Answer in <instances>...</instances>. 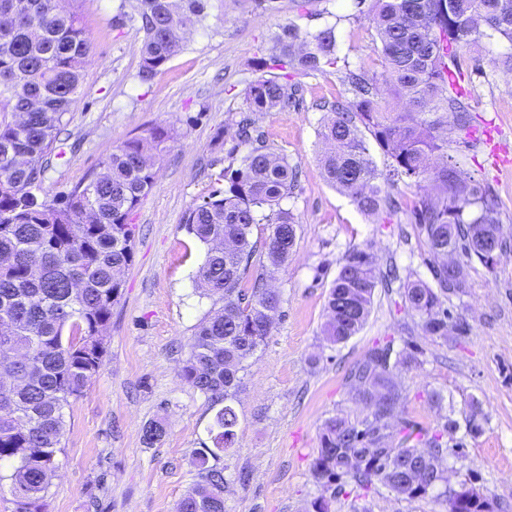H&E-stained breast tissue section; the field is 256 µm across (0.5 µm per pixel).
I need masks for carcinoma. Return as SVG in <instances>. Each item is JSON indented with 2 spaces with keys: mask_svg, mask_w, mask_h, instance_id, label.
<instances>
[{
  "mask_svg": "<svg viewBox=\"0 0 512 512\" xmlns=\"http://www.w3.org/2000/svg\"><path fill=\"white\" fill-rule=\"evenodd\" d=\"M372 13L379 40L381 77L344 64L353 100L324 107L319 130L329 150L320 159L324 178L364 215L397 213L402 199L385 190L396 177L429 176L436 194L414 202L412 214L429 252L433 283L404 289L406 304L431 336L448 333L446 301L466 285L474 260L492 269L479 235L497 237L499 254L512 248L500 227L491 187L459 180L448 157L444 119L453 116L457 142L470 144L473 127L462 51L492 32L512 44V0H358ZM206 0H138L140 77L152 79L183 49V30L204 19ZM278 54L257 67L279 75L246 89L248 114L237 122L247 148L240 166L216 175L213 189L185 213L187 232L207 247L198 286L222 308L196 326L181 379L219 406L209 434L213 447L196 452L198 481L176 512H224L220 460L236 442L238 415L232 390L243 363L265 344L279 311L280 294L265 275L250 273L257 243L252 227L268 224L263 243L269 265H284L296 238L294 214L282 202L296 188L298 166L270 151L252 112L297 104L298 86L286 70L325 73L337 67L336 26L308 31L290 23L274 38ZM91 53L78 15L58 0H0V362L17 355L11 387L0 391V464L10 475L16 512H43L65 433L64 410L80 398L106 353L112 305L122 294L119 274L132 261L135 225L130 216L154 184L153 158L172 138L162 127L117 146L98 175L63 199L42 198L44 173L60 125L76 102ZM405 101L407 111L382 116L378 83ZM392 160L388 174L374 164L364 131ZM442 162L431 165L435 153ZM381 278L372 257L356 247L345 257L327 299L324 334L334 344L359 333ZM412 356L393 342L370 349L350 371L364 415L333 416L321 427L315 478L327 488L343 483L369 490L379 484L408 499L437 494L446 512H508L474 489L459 493L441 463L458 457L437 431L422 432L398 413L404 399L393 369ZM166 435L163 421L144 428L145 443Z\"/></svg>",
  "mask_w": 512,
  "mask_h": 512,
  "instance_id": "obj_1",
  "label": "carcinoma"
}]
</instances>
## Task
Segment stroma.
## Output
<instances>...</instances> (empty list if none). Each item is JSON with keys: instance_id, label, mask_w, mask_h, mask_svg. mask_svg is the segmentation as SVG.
<instances>
[{"instance_id": "1", "label": "stroma", "mask_w": 512, "mask_h": 512, "mask_svg": "<svg viewBox=\"0 0 512 512\" xmlns=\"http://www.w3.org/2000/svg\"><path fill=\"white\" fill-rule=\"evenodd\" d=\"M78 12L91 43L78 100L44 175L48 198L69 192L124 141L155 127L173 138L155 165L154 185L133 212V258L107 326V351L84 395L65 411L58 468L46 499L47 512H175L197 480V449L210 445L216 409L181 380L195 327L218 297L198 288L205 245L183 224L188 207L208 195L212 175L235 169L244 153L235 122L245 91L262 76L256 60L269 57L274 35L288 23L304 30L332 25L339 55L370 73L383 70L373 19L356 0H208L207 17L188 29L185 47L167 69L139 78L142 35L136 0H61ZM512 51L499 37L465 50L474 75L470 103L485 128L480 141L449 143L461 181L489 183L502 227L512 228V79L493 58ZM300 103L255 113V125L272 151L299 167V182L283 205L295 214L296 239L288 262L266 277L281 306L267 343L245 363L233 405L239 419L236 444L224 457L225 512H309L325 489L312 472L321 425L334 415L357 419L350 368L376 344L393 342L413 353L398 366L400 407L428 431L439 430L448 447L450 484L474 487L491 501L512 506V251L494 268L473 263L464 292L448 303L464 318L468 335L424 332L405 303L408 281L431 280V256L410 204L435 192L431 180L399 181L406 208L367 216L323 175L326 150L319 136L325 103L352 99L340 71L291 74ZM375 256L379 271L397 266L399 280L375 290L363 329L333 345L322 335L329 289L349 250ZM438 393L441 404L430 396ZM477 414L482 429L469 434ZM161 418L168 434L146 445L142 430ZM433 497L410 500L378 486L346 489L330 512H443Z\"/></svg>"}]
</instances>
